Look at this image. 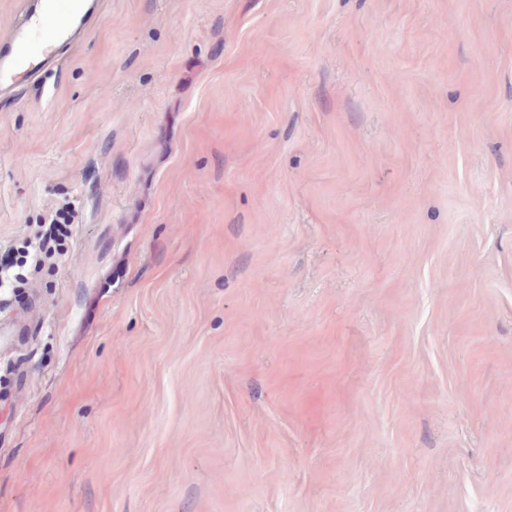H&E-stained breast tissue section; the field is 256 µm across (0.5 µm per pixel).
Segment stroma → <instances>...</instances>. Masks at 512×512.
Wrapping results in <instances>:
<instances>
[{"instance_id": "35a3bbf8", "label": "stroma", "mask_w": 512, "mask_h": 512, "mask_svg": "<svg viewBox=\"0 0 512 512\" xmlns=\"http://www.w3.org/2000/svg\"><path fill=\"white\" fill-rule=\"evenodd\" d=\"M0 512H512V0H96L0 87ZM70 224V216L67 210H57L54 215H51L48 221L46 232L38 233L36 235V241L30 242L27 251V257H29L30 262L34 264L35 267L39 266L44 258L58 256L59 262H62V257L65 256V253L62 251H56V249L52 253L51 246H49V242H54L57 235L66 229Z\"/></svg>"}]
</instances>
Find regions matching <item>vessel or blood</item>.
<instances>
[{"label":"vessel or blood","instance_id":"obj_1","mask_svg":"<svg viewBox=\"0 0 512 512\" xmlns=\"http://www.w3.org/2000/svg\"><path fill=\"white\" fill-rule=\"evenodd\" d=\"M85 0H41L38 11L27 15L9 37V49L0 56V85L15 80L20 70L31 71L50 60L69 39Z\"/></svg>","mask_w":512,"mask_h":512}]
</instances>
